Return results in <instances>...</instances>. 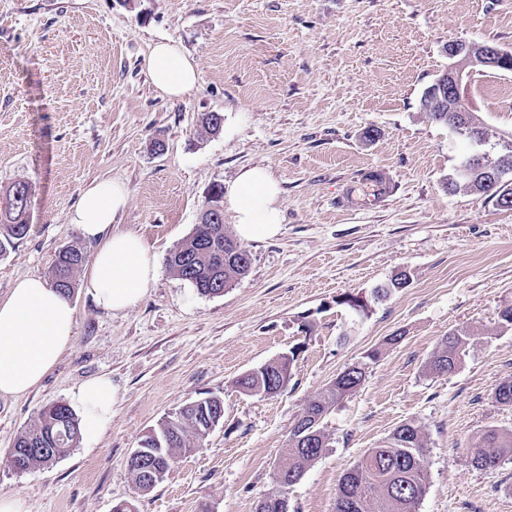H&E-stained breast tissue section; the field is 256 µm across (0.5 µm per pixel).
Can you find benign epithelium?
Segmentation results:
<instances>
[{"instance_id":"benign-epithelium-1","label":"benign epithelium","mask_w":512,"mask_h":512,"mask_svg":"<svg viewBox=\"0 0 512 512\" xmlns=\"http://www.w3.org/2000/svg\"><path fill=\"white\" fill-rule=\"evenodd\" d=\"M443 52L448 57V66L427 88V96L439 107V111L452 113L448 126L456 133L476 137L480 141L488 139V130L475 125L472 113L459 108L456 101L462 98V93L478 71L508 66L512 61V50L497 45H486L482 53L476 56L473 54V45L469 42L450 40L443 47ZM501 159L500 164L488 167L482 157L475 155L459 167L454 181L464 183L481 171L488 177V182L493 184V188L509 200L512 198V143L505 146ZM146 456L147 449L141 442L138 448L131 452L129 462L142 468L146 480L157 483L163 479L165 472L148 463Z\"/></svg>"}]
</instances>
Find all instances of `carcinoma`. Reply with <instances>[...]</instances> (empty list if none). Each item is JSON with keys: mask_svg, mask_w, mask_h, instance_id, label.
<instances>
[{"mask_svg": "<svg viewBox=\"0 0 512 512\" xmlns=\"http://www.w3.org/2000/svg\"><path fill=\"white\" fill-rule=\"evenodd\" d=\"M32 184L14 182L0 197V255L7 247L27 236V214ZM241 247L222 224H197L190 236L166 257V267L173 276L190 283L199 294L220 296L224 289L244 278L251 265L239 263ZM85 261L81 250L62 247L50 271L51 287L65 297L75 288L74 275ZM469 337L451 332L443 337L428 367L438 374L450 373L466 355ZM295 356L278 358L250 371L236 380L245 394H261L273 387L279 394L292 378ZM365 367L339 373L317 397L311 399L289 433L288 456L276 467L278 488L262 498L283 497L306 469L327 450V438L320 427L323 416L340 400L361 386ZM224 408L218 396L193 400L178 412L165 417L155 433L169 436V443L152 445L159 457L158 466L169 470L179 457L191 450V441H203L212 431L215 417ZM80 440L79 419L66 404L43 408L37 422L17 438L9 461L31 469L45 465L41 448H55L61 457ZM512 455V433L485 430L479 440L472 465L479 470L496 468L501 459ZM427 488L426 450L421 430L411 422L399 425L390 440L368 449L342 478L336 493L334 512H418Z\"/></svg>", "mask_w": 512, "mask_h": 512, "instance_id": "carcinoma-1", "label": "carcinoma"}]
</instances>
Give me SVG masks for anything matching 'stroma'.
Returning <instances> with one entry per match:
<instances>
[{"label":"stroma","mask_w":512,"mask_h":512,"mask_svg":"<svg viewBox=\"0 0 512 512\" xmlns=\"http://www.w3.org/2000/svg\"><path fill=\"white\" fill-rule=\"evenodd\" d=\"M162 39L199 73L176 102L145 65ZM455 39L512 48V0H0V190L33 185L30 231L0 255L1 299L24 277H48L63 246L94 256L98 242L69 217L97 180L126 185L117 228L160 262L198 224L211 187L242 168H268L283 212L277 237L246 242L252 268L220 296L163 268L137 305L112 313L79 269L70 345L32 392L0 395V494L30 512H112L120 500L136 512H256L308 400L362 364L363 384L321 421L329 448L289 487L290 512H333L343 473L406 422L426 447L419 512H512V456L472 465L481 433L512 432V407L495 399L512 380V327L499 318L512 304V209L447 188L465 157L496 160L512 140V72L464 93L490 142L430 120L421 98ZM209 112L224 116L219 134L200 127ZM370 170L386 175L385 197L374 198ZM401 272L408 286L376 297ZM452 330L468 335L467 353L454 372L432 373ZM290 352L283 392L238 390L240 374ZM98 376L117 398L94 449L12 469L41 409ZM208 395L223 399V424L139 493L131 451Z\"/></svg>","instance_id":"35a3bbf8"}]
</instances>
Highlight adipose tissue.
<instances>
[{"mask_svg": "<svg viewBox=\"0 0 512 512\" xmlns=\"http://www.w3.org/2000/svg\"><path fill=\"white\" fill-rule=\"evenodd\" d=\"M155 87L180 99L198 81L194 66L171 42L155 44L146 59ZM280 186L262 166L243 168L227 189L236 233L246 240L270 238L282 225ZM122 184L99 181L87 187L70 215L86 238L100 240L87 286L101 308L115 312L135 306L158 276L143 239L131 232H110L127 203ZM70 301L39 276L16 283L0 299V395L19 396L36 388L57 363L75 332ZM115 390L108 377L84 382L71 396L83 440L96 443L112 420Z\"/></svg>", "mask_w": 512, "mask_h": 512, "instance_id": "obj_1", "label": "adipose tissue"}]
</instances>
